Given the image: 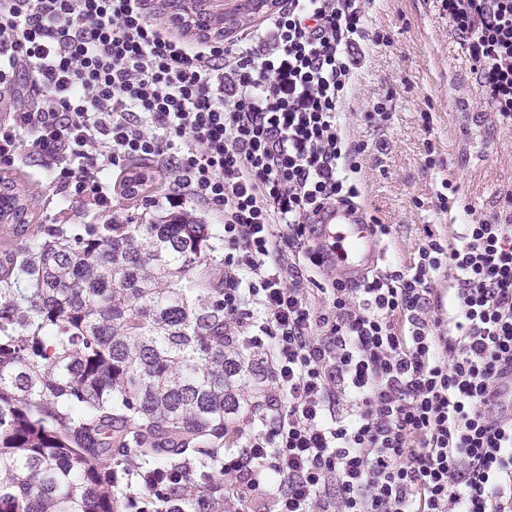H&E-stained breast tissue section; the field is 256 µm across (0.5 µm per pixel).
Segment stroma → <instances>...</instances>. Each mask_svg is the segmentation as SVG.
<instances>
[{"mask_svg":"<svg viewBox=\"0 0 512 512\" xmlns=\"http://www.w3.org/2000/svg\"><path fill=\"white\" fill-rule=\"evenodd\" d=\"M367 28L388 42L367 44L345 111L351 135L368 145L359 158L360 203L393 227L381 243L380 267L389 270L409 265L424 225L454 236L463 233L468 217L505 206L512 194V130L485 113L477 85L468 89V112L458 111L452 78L469 74L470 63L440 0H370ZM378 102L386 104L390 120L361 121V113ZM473 111L478 121H471ZM0 177L30 205L26 227L0 223V250L27 243L41 224H101L109 217L145 224L172 211L164 198L166 177L158 171L144 193L117 198L108 215L82 203L62 208L38 168L0 164ZM448 185L453 192L443 210L436 202Z\"/></svg>","mask_w":512,"mask_h":512,"instance_id":"1","label":"stroma"}]
</instances>
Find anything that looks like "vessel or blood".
Masks as SVG:
<instances>
[{"label": "vessel or blood", "instance_id": "vessel-or-blood-1", "mask_svg": "<svg viewBox=\"0 0 512 512\" xmlns=\"http://www.w3.org/2000/svg\"><path fill=\"white\" fill-rule=\"evenodd\" d=\"M316 248L325 264L336 265L351 282L360 281L382 258L372 219L346 208L323 214Z\"/></svg>", "mask_w": 512, "mask_h": 512}]
</instances>
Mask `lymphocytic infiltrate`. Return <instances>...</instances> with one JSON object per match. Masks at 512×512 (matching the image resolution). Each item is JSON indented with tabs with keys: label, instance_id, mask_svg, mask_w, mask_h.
<instances>
[{
	"label": "lymphocytic infiltrate",
	"instance_id": "obj_1",
	"mask_svg": "<svg viewBox=\"0 0 512 512\" xmlns=\"http://www.w3.org/2000/svg\"><path fill=\"white\" fill-rule=\"evenodd\" d=\"M441 2L511 127L512 0ZM365 3L280 0L227 43L149 0H0V163L33 156L62 203L108 212L140 161L222 226L224 334L265 365L224 452L233 512H512V202L452 238L424 225L409 266L354 286L315 251L321 214L361 195L343 103Z\"/></svg>",
	"mask_w": 512,
	"mask_h": 512
}]
</instances>
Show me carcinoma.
Wrapping results in <instances>:
<instances>
[{"label":"carcinoma","mask_w":512,"mask_h":512,"mask_svg":"<svg viewBox=\"0 0 512 512\" xmlns=\"http://www.w3.org/2000/svg\"><path fill=\"white\" fill-rule=\"evenodd\" d=\"M234 0L224 31L256 15ZM11 216L27 205L7 187ZM220 232L53 224L0 252V512H224L255 355L224 343Z\"/></svg>","instance_id":"1"}]
</instances>
